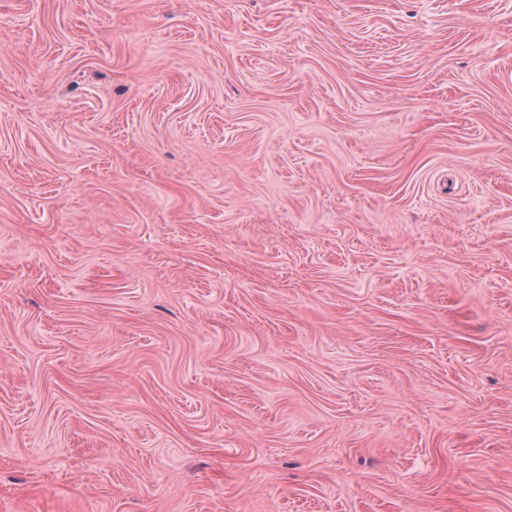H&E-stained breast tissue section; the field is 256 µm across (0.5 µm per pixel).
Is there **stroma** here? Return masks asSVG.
<instances>
[{
    "label": "stroma",
    "instance_id": "stroma-1",
    "mask_svg": "<svg viewBox=\"0 0 512 512\" xmlns=\"http://www.w3.org/2000/svg\"><path fill=\"white\" fill-rule=\"evenodd\" d=\"M0 512H512V0H0Z\"/></svg>",
    "mask_w": 512,
    "mask_h": 512
}]
</instances>
